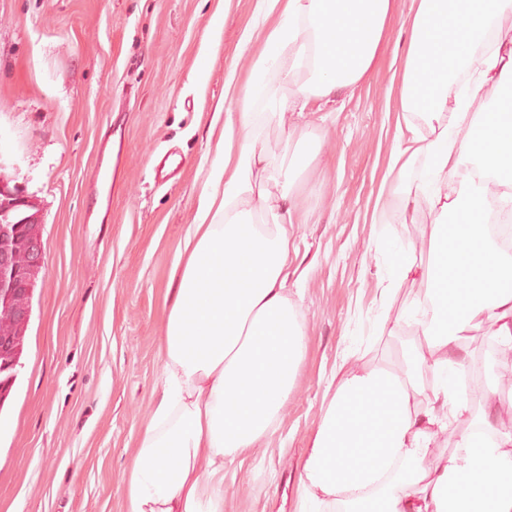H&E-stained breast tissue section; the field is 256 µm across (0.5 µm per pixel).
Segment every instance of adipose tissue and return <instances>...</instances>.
Instances as JSON below:
<instances>
[{
	"label": "adipose tissue",
	"mask_w": 512,
	"mask_h": 512,
	"mask_svg": "<svg viewBox=\"0 0 512 512\" xmlns=\"http://www.w3.org/2000/svg\"><path fill=\"white\" fill-rule=\"evenodd\" d=\"M396 0H257L267 31L225 122L203 201L186 230L163 337L160 395L140 432L125 512H224V469L269 434L297 376L305 330L288 296V259L302 203L289 190L315 160L312 131L289 132L287 188L271 203L263 126L280 114L276 72L299 113L316 112L368 80L390 41ZM394 73L402 119L391 182L373 217L427 205L436 261L398 262L384 289L416 276L403 320L422 333L408 369L351 368L337 383L305 456L299 512H512V430L473 412L456 390L459 336L488 326L512 349V255L483 227L512 212V0H415ZM431 372L424 395L418 380ZM445 410L436 416L435 407ZM470 427L445 464L423 461L439 430Z\"/></svg>",
	"instance_id": "obj_1"
}]
</instances>
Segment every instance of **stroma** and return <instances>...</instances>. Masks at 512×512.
I'll use <instances>...</instances> for the list:
<instances>
[{
    "mask_svg": "<svg viewBox=\"0 0 512 512\" xmlns=\"http://www.w3.org/2000/svg\"><path fill=\"white\" fill-rule=\"evenodd\" d=\"M257 0H0V177L39 210L44 263L17 380L0 409V512H125L124 484L160 392L174 268L227 113L263 32ZM236 87L225 90L228 73ZM382 64L338 116L308 121L320 153L296 190L288 296L306 349L275 431L224 470V512H297L306 452L340 364H401L406 328L373 330L397 260L428 267L432 217L374 223L395 142ZM181 172L155 184L167 150ZM466 334L467 369L497 374L476 409L512 428V355Z\"/></svg>",
    "mask_w": 512,
    "mask_h": 512,
    "instance_id": "stroma-1",
    "label": "stroma"
}]
</instances>
